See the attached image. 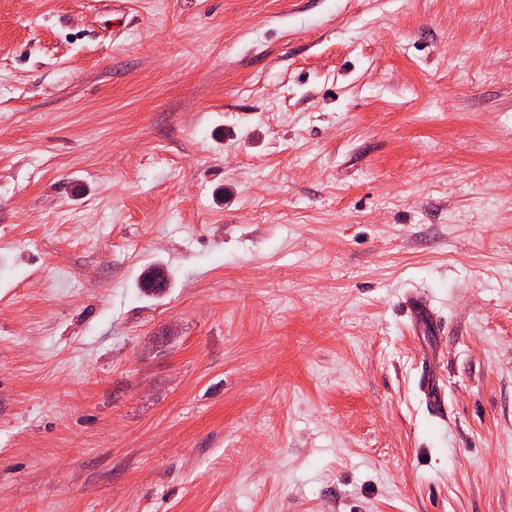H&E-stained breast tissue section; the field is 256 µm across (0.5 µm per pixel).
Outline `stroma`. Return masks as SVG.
I'll return each instance as SVG.
<instances>
[{
	"mask_svg": "<svg viewBox=\"0 0 512 512\" xmlns=\"http://www.w3.org/2000/svg\"><path fill=\"white\" fill-rule=\"evenodd\" d=\"M122 2L0 0V512H512V0ZM424 385V391L426 396L427 405L430 410L439 420L446 422L447 415L444 411V400L443 394L440 387L436 384L433 377L429 373L423 375L421 384Z\"/></svg>",
	"mask_w": 512,
	"mask_h": 512,
	"instance_id": "obj_1",
	"label": "stroma"
}]
</instances>
